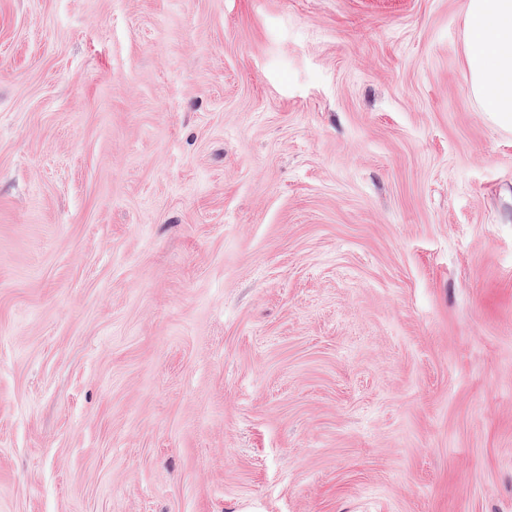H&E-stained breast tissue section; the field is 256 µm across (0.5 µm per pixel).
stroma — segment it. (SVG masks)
I'll use <instances>...</instances> for the list:
<instances>
[{
	"label": "stroma",
	"mask_w": 512,
	"mask_h": 512,
	"mask_svg": "<svg viewBox=\"0 0 512 512\" xmlns=\"http://www.w3.org/2000/svg\"><path fill=\"white\" fill-rule=\"evenodd\" d=\"M466 4L0 0V512H512Z\"/></svg>",
	"instance_id": "1"
}]
</instances>
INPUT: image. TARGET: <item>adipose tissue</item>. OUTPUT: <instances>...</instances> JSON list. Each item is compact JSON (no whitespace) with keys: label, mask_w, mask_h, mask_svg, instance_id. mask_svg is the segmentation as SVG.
<instances>
[{"label":"adipose tissue","mask_w":512,"mask_h":512,"mask_svg":"<svg viewBox=\"0 0 512 512\" xmlns=\"http://www.w3.org/2000/svg\"><path fill=\"white\" fill-rule=\"evenodd\" d=\"M464 52L472 94L512 126V0H467Z\"/></svg>","instance_id":"adipose-tissue-1"}]
</instances>
